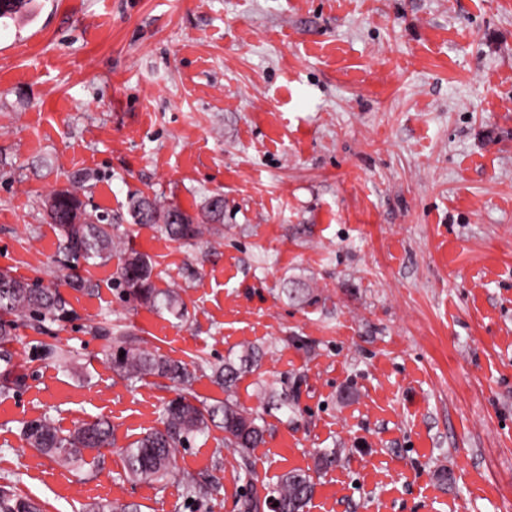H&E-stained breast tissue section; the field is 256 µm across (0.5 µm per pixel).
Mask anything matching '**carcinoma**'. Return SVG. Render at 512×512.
<instances>
[{
    "mask_svg": "<svg viewBox=\"0 0 512 512\" xmlns=\"http://www.w3.org/2000/svg\"><path fill=\"white\" fill-rule=\"evenodd\" d=\"M29 0H4L0 5V19H14L26 11ZM48 216L59 226L63 248L71 259L67 284L77 290L91 292V280L80 275V261L112 259V250L118 243L112 238V225L93 221L82 212V202L77 194L64 190L52 194ZM131 216L136 224H153L163 219L161 230L174 240L190 241L202 234V225L176 206L159 207L146 197L135 200ZM153 263L142 253L129 250L125 253L115 278L127 299L139 301L151 309L166 311L177 318L183 316L184 303L177 289H159L153 285ZM28 316L38 322L47 319L61 322L70 318V311L54 288L35 284L0 274V362L5 371L0 374V393H8L18 386L19 378L11 377L14 367L13 354L7 349L16 336L15 318ZM112 369L123 379L135 382L146 376L166 378L181 387L182 393L168 401L163 409L164 428L153 430L123 449L126 470L132 478L149 484L160 483L176 477L174 458L178 449L185 448L199 435L217 428L224 431V442L242 454L264 442L265 424L253 413L241 408L232 399V389L242 373V368L256 363V352L242 351L240 365L228 361L213 369L216 381L224 386L226 397L213 404L194 403L190 387L193 374L182 360L156 356L142 348L129 336L116 339L108 353ZM22 435L29 447L56 456L68 466L78 467L84 453L98 451L111 445L112 425L105 419L84 422L64 434L43 418L28 422ZM314 480L305 471H290L280 482L267 489L265 499L253 492L243 504V512H258L259 503L265 502L275 512H304L313 495ZM85 512H140V505L115 501H99L84 506ZM0 512H41L32 501L19 498L7 488H0Z\"/></svg>",
    "mask_w": 512,
    "mask_h": 512,
    "instance_id": "obj_1",
    "label": "carcinoma"
}]
</instances>
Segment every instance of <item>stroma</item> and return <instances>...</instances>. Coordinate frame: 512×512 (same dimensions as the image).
Listing matches in <instances>:
<instances>
[{
  "label": "stroma",
  "mask_w": 512,
  "mask_h": 512,
  "mask_svg": "<svg viewBox=\"0 0 512 512\" xmlns=\"http://www.w3.org/2000/svg\"><path fill=\"white\" fill-rule=\"evenodd\" d=\"M77 180L121 243L89 294L65 284L44 207ZM218 194L219 236L129 212L148 196L198 217ZM127 249L183 317L122 298ZM1 272L73 311L18 328L24 382L0 395V486L43 512H242L245 460L260 488L312 473L306 512H512V0H33L0 20ZM119 334L190 362L210 403L213 365L254 349L234 397L264 443L243 457L215 429L177 478L129 479L123 448L178 387L118 376ZM43 417L106 418L114 443L60 465L22 439ZM185 475L211 494L189 500Z\"/></svg>",
  "instance_id": "1"
}]
</instances>
